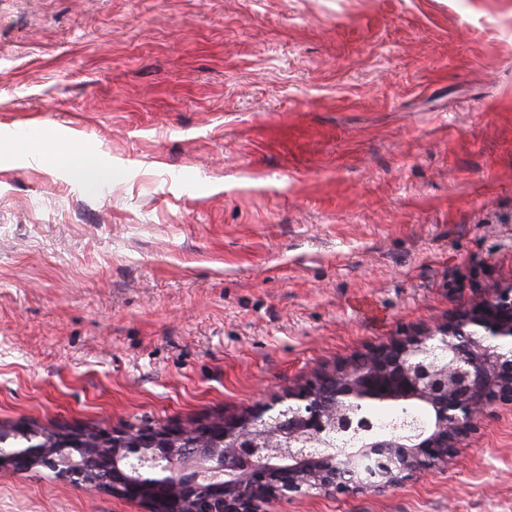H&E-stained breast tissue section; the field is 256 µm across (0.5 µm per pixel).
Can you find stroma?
I'll use <instances>...</instances> for the list:
<instances>
[{
	"mask_svg": "<svg viewBox=\"0 0 512 512\" xmlns=\"http://www.w3.org/2000/svg\"><path fill=\"white\" fill-rule=\"evenodd\" d=\"M506 288L512 0H0V425L236 413ZM268 510L512 512V405ZM0 512L143 509L44 470ZM30 150L44 159L51 168L75 174L83 180L99 182L112 178L111 168L101 169L96 166L91 152L85 147L72 144L47 150L38 144H33Z\"/></svg>",
	"mask_w": 512,
	"mask_h": 512,
	"instance_id": "35a3bbf8",
	"label": "stroma"
}]
</instances>
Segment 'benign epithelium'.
Masks as SVG:
<instances>
[{
	"label": "benign epithelium",
	"instance_id": "1",
	"mask_svg": "<svg viewBox=\"0 0 512 512\" xmlns=\"http://www.w3.org/2000/svg\"><path fill=\"white\" fill-rule=\"evenodd\" d=\"M496 403H512V289L456 324L394 337L241 414L105 430L76 457L31 440L0 452V470L43 468L144 512H267L275 500L380 490L446 466ZM402 406L427 424L380 434L358 414Z\"/></svg>",
	"mask_w": 512,
	"mask_h": 512
}]
</instances>
